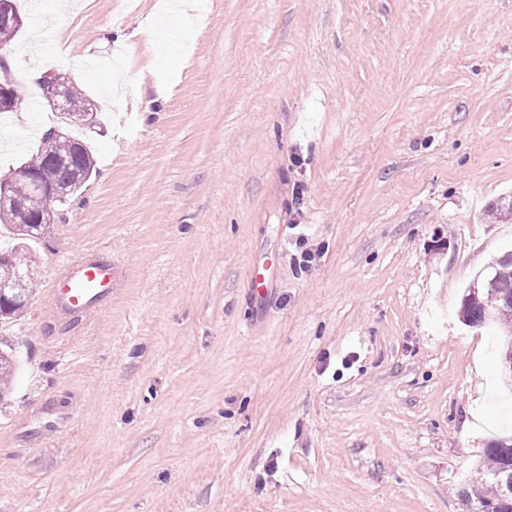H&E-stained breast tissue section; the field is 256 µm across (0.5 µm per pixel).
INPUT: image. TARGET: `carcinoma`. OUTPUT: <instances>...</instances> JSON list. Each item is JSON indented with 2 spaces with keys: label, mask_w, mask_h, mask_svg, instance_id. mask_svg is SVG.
I'll list each match as a JSON object with an SVG mask.
<instances>
[{
  "label": "carcinoma",
  "mask_w": 512,
  "mask_h": 512,
  "mask_svg": "<svg viewBox=\"0 0 512 512\" xmlns=\"http://www.w3.org/2000/svg\"><path fill=\"white\" fill-rule=\"evenodd\" d=\"M18 34L10 23L0 17V54L10 50L11 42ZM43 185L50 187L69 184L74 181L77 172L92 176L95 163L92 154L79 140L62 132L54 134L47 130L35 157L22 164ZM13 182L15 193L25 200L31 219H37L46 207L45 199L36 193L28 181L19 179L16 173L6 176ZM0 224L10 228L19 243L39 239L35 224H15L0 217ZM13 274L9 280L10 288L0 297V317L9 319L25 308L31 288L33 262L22 252L7 254ZM481 284L478 289L467 288L460 318L471 326H482L495 322L511 336L506 342L507 351L512 352V253L505 254L489 263L475 278ZM14 371L13 355L0 351V386H8ZM482 477L474 489L462 492V498L468 507H491L494 512H512V497H505L499 479L512 476V436L495 439L488 443L484 452Z\"/></svg>",
  "instance_id": "obj_1"
}]
</instances>
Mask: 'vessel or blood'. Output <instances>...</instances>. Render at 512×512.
<instances>
[{
	"instance_id": "b4317fda",
	"label": "vessel or blood",
	"mask_w": 512,
	"mask_h": 512,
	"mask_svg": "<svg viewBox=\"0 0 512 512\" xmlns=\"http://www.w3.org/2000/svg\"><path fill=\"white\" fill-rule=\"evenodd\" d=\"M116 284V263L83 259L68 265L52 280L49 295L59 308L91 312L111 297ZM273 285L274 274L269 265L261 256H252L248 264V286L255 302H262Z\"/></svg>"
}]
</instances>
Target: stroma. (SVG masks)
I'll use <instances>...</instances> for the list:
<instances>
[{"label":"stroma","mask_w":512,"mask_h":512,"mask_svg":"<svg viewBox=\"0 0 512 512\" xmlns=\"http://www.w3.org/2000/svg\"><path fill=\"white\" fill-rule=\"evenodd\" d=\"M190 2L16 0L0 175L61 124L31 68L98 123L68 129L96 172L0 321L22 360L0 512H464L512 434L503 338L459 320L512 250L491 209L512 192V0ZM257 250L280 260L258 310ZM82 257L115 261L116 290L58 311Z\"/></svg>","instance_id":"obj_1"}]
</instances>
